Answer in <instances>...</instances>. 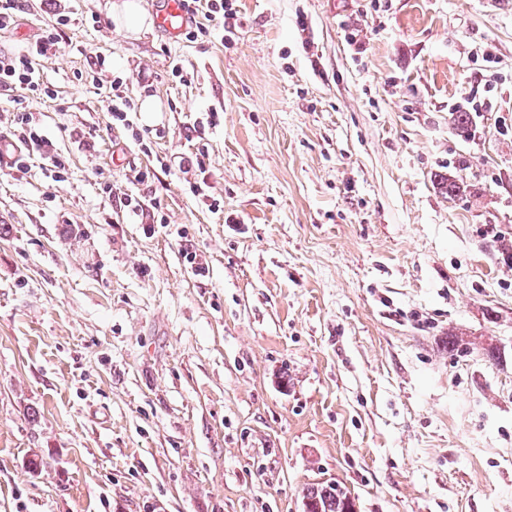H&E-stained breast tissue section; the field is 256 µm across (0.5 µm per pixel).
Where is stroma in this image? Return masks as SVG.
I'll use <instances>...</instances> for the list:
<instances>
[{"instance_id":"stroma-1","label":"stroma","mask_w":512,"mask_h":512,"mask_svg":"<svg viewBox=\"0 0 512 512\" xmlns=\"http://www.w3.org/2000/svg\"><path fill=\"white\" fill-rule=\"evenodd\" d=\"M112 2L62 0L52 97L0 94L67 169L0 168V512H512V0H233L202 43ZM142 0H122L112 4V15L119 30L127 34H138L150 25V17ZM107 99V114L111 123H121L130 126L128 113L132 112V98L128 95H113ZM356 503L348 492L335 483H314L303 492V512H352Z\"/></svg>"}]
</instances>
